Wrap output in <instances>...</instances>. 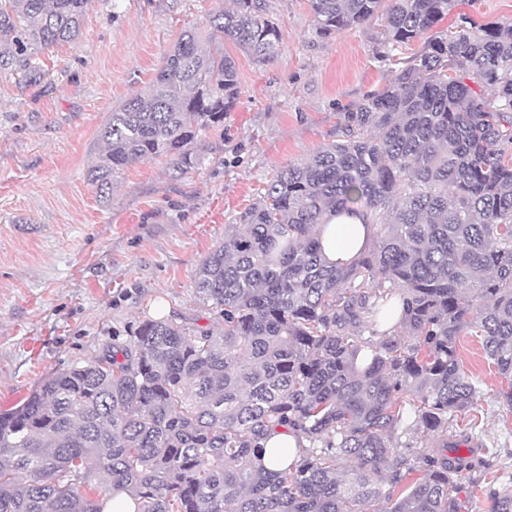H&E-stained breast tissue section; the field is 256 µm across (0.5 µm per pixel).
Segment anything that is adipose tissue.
Here are the masks:
<instances>
[{
    "mask_svg": "<svg viewBox=\"0 0 512 512\" xmlns=\"http://www.w3.org/2000/svg\"><path fill=\"white\" fill-rule=\"evenodd\" d=\"M316 233L326 260L346 264L369 246L373 229L364 224L362 214L354 209L327 218L325 223L317 225Z\"/></svg>",
    "mask_w": 512,
    "mask_h": 512,
    "instance_id": "ef3b65f1",
    "label": "adipose tissue"
}]
</instances>
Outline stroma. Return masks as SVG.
<instances>
[{"mask_svg": "<svg viewBox=\"0 0 512 512\" xmlns=\"http://www.w3.org/2000/svg\"><path fill=\"white\" fill-rule=\"evenodd\" d=\"M266 3L280 46L258 63L225 43L240 96L223 129L199 136V168L179 172L164 155L135 161L107 203L87 177L103 151L99 129L112 108L149 92L184 30L232 0H89L78 43L39 52L42 83L0 74V413L143 319L218 329L196 298L198 264L275 172L335 140L339 109L391 80L380 22L324 36L309 0ZM463 19L512 21V0H459L440 27ZM458 356L484 396L453 427L475 431L489 464L455 495L462 512H489L490 489L512 484V408L482 337L462 336Z\"/></svg>", "mask_w": 512, "mask_h": 512, "instance_id": "stroma-1", "label": "stroma"}]
</instances>
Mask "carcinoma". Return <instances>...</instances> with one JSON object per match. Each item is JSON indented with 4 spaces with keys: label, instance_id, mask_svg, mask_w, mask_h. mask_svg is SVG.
<instances>
[{
    "label": "carcinoma",
    "instance_id": "1",
    "mask_svg": "<svg viewBox=\"0 0 512 512\" xmlns=\"http://www.w3.org/2000/svg\"><path fill=\"white\" fill-rule=\"evenodd\" d=\"M232 2L204 36L182 33L149 94L110 112L88 171L101 201L140 159L199 166V135L240 93L235 59L202 40L277 52L265 0ZM309 2L324 36L384 4ZM457 2L391 0L387 42L424 50L339 112L336 139L270 179L199 264L195 293L220 332L145 320L0 413V512H102L95 475L134 512H461L453 492L486 465L473 436L448 444L450 419L482 396L458 359L464 330L483 336L512 407V23L433 31ZM87 3L0 0V72L37 82V50L77 43ZM351 204L376 239L338 268L314 227ZM393 318L410 342L378 333ZM280 428L307 446L272 471L261 441ZM414 430L434 448L413 450ZM489 497L512 512L511 487Z\"/></svg>",
    "mask_w": 512,
    "mask_h": 512
}]
</instances>
